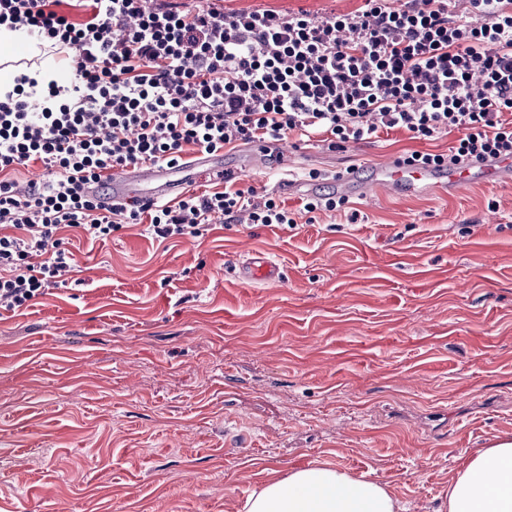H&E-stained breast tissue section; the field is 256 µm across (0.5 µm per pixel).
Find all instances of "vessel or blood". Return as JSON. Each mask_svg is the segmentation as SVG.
Returning a JSON list of instances; mask_svg holds the SVG:
<instances>
[{
	"mask_svg": "<svg viewBox=\"0 0 512 512\" xmlns=\"http://www.w3.org/2000/svg\"><path fill=\"white\" fill-rule=\"evenodd\" d=\"M220 172L224 166L217 158L196 155L191 162L172 167H126L115 171L108 185L111 201L124 203L137 200H163L190 187L198 168ZM512 180V159H495L482 164H443L415 167L389 162L375 167L370 178H360L357 172L337 175L334 184L337 195L346 198H368L386 190L400 196L417 195L438 190L454 192L474 184L508 182ZM237 275L245 281H280L283 269L262 253H249L238 263Z\"/></svg>",
	"mask_w": 512,
	"mask_h": 512,
	"instance_id": "b4317fda",
	"label": "vessel or blood"
}]
</instances>
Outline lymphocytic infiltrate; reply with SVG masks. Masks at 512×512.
Listing matches in <instances>:
<instances>
[{
	"label": "lymphocytic infiltrate",
	"mask_w": 512,
	"mask_h": 512,
	"mask_svg": "<svg viewBox=\"0 0 512 512\" xmlns=\"http://www.w3.org/2000/svg\"><path fill=\"white\" fill-rule=\"evenodd\" d=\"M364 0L357 14L317 17L273 10L224 11L217 0L183 9L175 0H94L79 24L49 0H0V27L28 28L70 49L77 81L50 84L41 102L16 85L0 96V309L15 310L66 286L75 258L65 231L106 238L139 224L166 240L204 236L215 224H293L267 198L225 188L177 205L106 204L116 168L172 165L186 147L214 153L327 133L330 145L398 129L413 140L457 132L449 155L411 151L404 163L440 165L512 157V0ZM42 162L26 187L8 179ZM100 191L85 192L86 183Z\"/></svg>",
	"instance_id": "lymphocytic-infiltrate-1"
}]
</instances>
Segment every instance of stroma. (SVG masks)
Returning a JSON list of instances; mask_svg holds the SVG:
<instances>
[{
  "label": "stroma",
  "mask_w": 512,
  "mask_h": 512,
  "mask_svg": "<svg viewBox=\"0 0 512 512\" xmlns=\"http://www.w3.org/2000/svg\"><path fill=\"white\" fill-rule=\"evenodd\" d=\"M223 5L326 17L361 0ZM454 141L293 135L258 171L225 148L241 188L279 195L291 226L67 231L75 284L0 310V512H239L314 463L438 512L462 457L512 439V182L302 205L336 173ZM249 251L283 280L241 282Z\"/></svg>",
  "instance_id": "35a3bbf8"
}]
</instances>
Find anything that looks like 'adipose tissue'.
I'll use <instances>...</instances> for the list:
<instances>
[{
  "mask_svg": "<svg viewBox=\"0 0 512 512\" xmlns=\"http://www.w3.org/2000/svg\"><path fill=\"white\" fill-rule=\"evenodd\" d=\"M37 39L26 29H0V91H12L19 77L33 79L37 89L50 82L67 83L64 71L53 67L11 66L18 48L35 51ZM240 512H405L381 483L353 478L328 464L298 468L287 477L254 491ZM439 512H512V440L465 457L448 487Z\"/></svg>",
  "mask_w": 512,
  "mask_h": 512,
  "instance_id": "obj_1",
  "label": "adipose tissue"
}]
</instances>
